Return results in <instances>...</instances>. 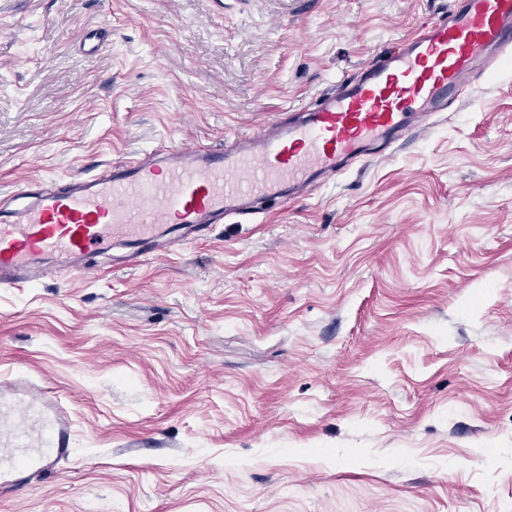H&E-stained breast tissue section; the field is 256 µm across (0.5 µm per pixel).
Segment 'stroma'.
<instances>
[{
    "label": "stroma",
    "instance_id": "35a3bbf8",
    "mask_svg": "<svg viewBox=\"0 0 512 512\" xmlns=\"http://www.w3.org/2000/svg\"><path fill=\"white\" fill-rule=\"evenodd\" d=\"M452 7L0 0V196L232 147ZM476 94L164 257L0 288V380L74 430L0 512H512V62Z\"/></svg>",
    "mask_w": 512,
    "mask_h": 512
}]
</instances>
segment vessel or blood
I'll list each match as a JSON object with an SVG mask.
<instances>
[{"label":"vessel or blood","mask_w":512,"mask_h":512,"mask_svg":"<svg viewBox=\"0 0 512 512\" xmlns=\"http://www.w3.org/2000/svg\"><path fill=\"white\" fill-rule=\"evenodd\" d=\"M511 53L512 0H457L447 19L339 80L297 121L267 123L230 150L191 146L27 190L19 208L0 201V288L88 273L90 257L117 241L165 255L172 228L197 232L257 199L292 195L425 127L432 113L477 107L485 64ZM72 436L40 382L24 372L0 381V494L54 471Z\"/></svg>","instance_id":"1"}]
</instances>
